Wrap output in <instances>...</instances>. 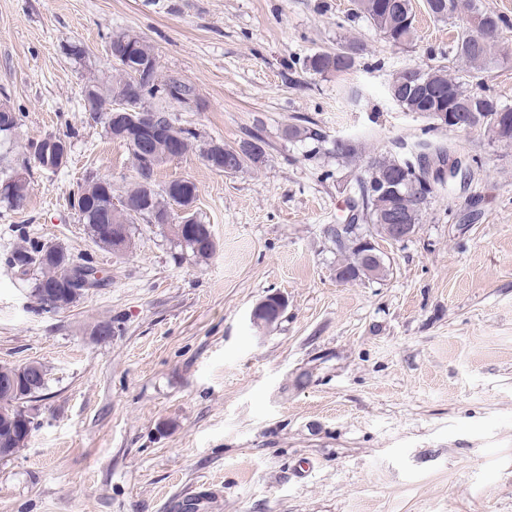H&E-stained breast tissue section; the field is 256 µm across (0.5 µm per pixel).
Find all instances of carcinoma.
<instances>
[{"label":"carcinoma","instance_id":"1","mask_svg":"<svg viewBox=\"0 0 512 512\" xmlns=\"http://www.w3.org/2000/svg\"><path fill=\"white\" fill-rule=\"evenodd\" d=\"M431 15L437 20L459 18L463 22L458 33L454 51L461 70L480 72L492 63L500 52L497 42H486L482 37V27L487 26L500 32L507 21L495 13L479 11L473 0H427ZM354 15L366 18L384 38L394 45L411 43L416 38L415 12L412 0H354ZM134 39L138 52L157 58L155 48L144 37L128 31L116 33L110 37L109 45L128 39ZM344 49L321 51L305 61L306 70L315 75L327 76L349 71L355 59L345 60L341 57ZM116 68L105 79L91 77L83 88V109L98 116L103 123L107 135H112L108 125L110 109L115 100L128 94L130 74L124 62H117ZM147 101L150 110L166 122L180 138L183 153L196 149V133L188 128L176 126L165 108L155 103L161 99L170 103H178L180 99L174 91L180 89L193 95L195 89L191 85L181 86L180 81L173 78L160 77L159 66H153L146 75ZM390 93L394 101L408 112L417 113L428 120H433L432 113L448 109V97L458 101H468L476 96L493 99L485 91H476L465 87L462 78L448 73L444 66L424 70L420 67H406L397 71L390 83ZM504 115L512 120V109L500 114L498 112H482L474 128L484 130L492 140H498L497 128L499 116ZM22 114L9 112L0 117V145L12 144L18 129L21 127ZM288 137L301 142H321L322 134L305 125H294L288 128ZM127 147L135 169L136 176L124 191V196L135 203H144L142 209L133 211H113L111 207L112 187L95 182L88 178L78 185L71 195V206L78 212L80 220L86 226L88 237L95 245L112 252L117 257L129 253L135 246L133 224L138 220H150L153 212L163 213L172 209L177 203L176 197L166 189H148L153 180L155 170L166 163V140H155L151 148H146L132 141H123ZM336 160L346 166L359 169L356 177L358 187L361 222L366 224L365 230L376 228L386 223L384 211L386 203L394 202L406 212L408 224H417L423 209L428 204L432 191L423 186L422 178L426 173L422 161L435 157L446 160L442 148H434L427 142L417 144V151L408 156L387 152L378 156L363 158L359 144L349 139H338L334 145ZM400 178L397 190L389 196L381 194L382 182L388 174ZM29 183L16 184L13 191L0 195V203L11 210H18L26 202ZM114 224H125L128 235L123 239V247L117 248L112 240L108 227ZM210 225L196 224V236H178L174 228H168L170 235L178 245L191 252L200 261L210 259L216 252L217 243L209 241ZM65 247L51 240L27 237L24 245L14 249L7 256L6 265L24 282H31V294L40 304H45L44 289H53L64 299L70 294L84 288L80 279L71 278L66 268L51 260L50 255ZM337 265L351 272L352 281L363 279L381 280L387 276L388 270L376 261H365L358 253L348 247L337 251ZM47 370L41 368L40 374L34 379L33 386L17 394L8 387L0 388V448H8L18 453L23 448L34 430V422L24 409V403L39 393L45 386Z\"/></svg>","mask_w":512,"mask_h":512}]
</instances>
